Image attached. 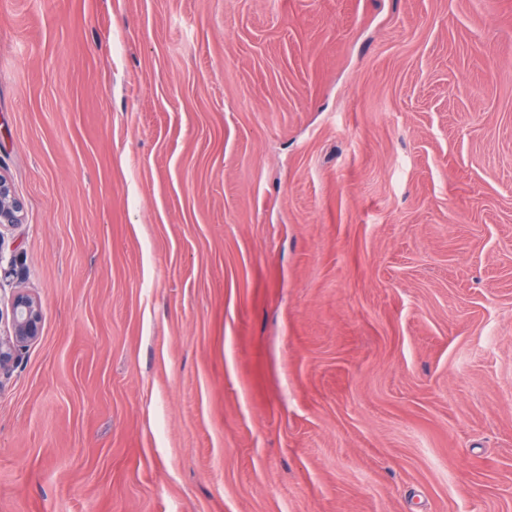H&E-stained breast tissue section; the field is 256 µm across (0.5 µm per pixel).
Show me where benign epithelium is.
Instances as JSON below:
<instances>
[{"instance_id": "benign-epithelium-1", "label": "benign epithelium", "mask_w": 512, "mask_h": 512, "mask_svg": "<svg viewBox=\"0 0 512 512\" xmlns=\"http://www.w3.org/2000/svg\"><path fill=\"white\" fill-rule=\"evenodd\" d=\"M23 204L10 182L0 175V237L3 230L21 223ZM11 333L0 336V371L15 362L19 351L41 335L43 308L40 302L18 290L10 299Z\"/></svg>"}]
</instances>
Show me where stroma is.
<instances>
[{
    "label": "stroma",
    "mask_w": 512,
    "mask_h": 512,
    "mask_svg": "<svg viewBox=\"0 0 512 512\" xmlns=\"http://www.w3.org/2000/svg\"><path fill=\"white\" fill-rule=\"evenodd\" d=\"M0 512H512V0H0ZM23 204L13 192L10 182L0 175V238L3 229L21 223ZM11 333L0 336V371L15 362L19 351L41 335L43 308L40 302L18 290L10 299Z\"/></svg>",
    "instance_id": "35a3bbf8"
}]
</instances>
